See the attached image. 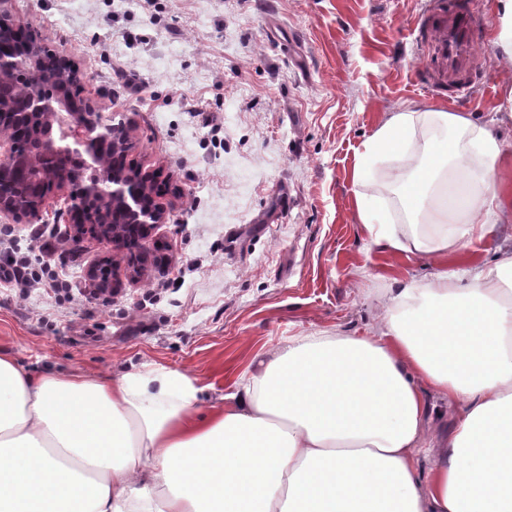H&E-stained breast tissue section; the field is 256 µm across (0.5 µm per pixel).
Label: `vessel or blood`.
<instances>
[{"instance_id": "obj_1", "label": "vessel or blood", "mask_w": 512, "mask_h": 512, "mask_svg": "<svg viewBox=\"0 0 512 512\" xmlns=\"http://www.w3.org/2000/svg\"><path fill=\"white\" fill-rule=\"evenodd\" d=\"M423 62L420 83L449 101L472 99L487 67L476 49V17L470 0H429L415 26Z\"/></svg>"}]
</instances>
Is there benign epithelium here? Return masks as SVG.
<instances>
[{
    "label": "benign epithelium",
    "instance_id": "benign-epithelium-1",
    "mask_svg": "<svg viewBox=\"0 0 512 512\" xmlns=\"http://www.w3.org/2000/svg\"><path fill=\"white\" fill-rule=\"evenodd\" d=\"M9 2L0 0V43L13 39L21 31L26 34V41L15 54H0V86L14 75L25 73L39 83L52 85L53 90L48 94L31 93L27 98V105L40 121L35 134L38 145L35 153L20 154L11 138L0 137V214L19 223L39 220L47 197L20 199L12 196L4 189L7 179L13 172L48 173L59 157L69 156L78 166L51 177L49 190L60 191L82 183L80 194L69 195L70 215L78 220L72 225V242L77 245L88 234L108 241L115 249L126 245L125 235L109 224L107 210L91 208L93 202L119 208L130 234L138 239L148 237L164 220L162 207L151 195L148 176L129 164L114 162L109 167L98 151L101 144L112 145L122 157H127L133 148L127 123L116 113L100 112L88 97L83 98L80 111L71 110L74 93L81 90L77 72L63 70L52 76L41 72L40 59L48 47L29 24L12 13ZM17 117L12 99L0 95V128ZM86 279L96 295L116 288L112 281L100 278L95 266L88 268Z\"/></svg>",
    "mask_w": 512,
    "mask_h": 512
}]
</instances>
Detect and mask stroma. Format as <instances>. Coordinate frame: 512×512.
<instances>
[{
  "mask_svg": "<svg viewBox=\"0 0 512 512\" xmlns=\"http://www.w3.org/2000/svg\"><path fill=\"white\" fill-rule=\"evenodd\" d=\"M426 0H12L13 12L72 60L85 96L122 113L131 160L154 172L165 221L137 249L87 237L73 244L68 192L36 225L0 215L18 254L60 270L86 295L63 311L0 281V353L35 373L103 377L151 365L191 375L204 403L288 337L363 335L364 296L392 278L423 279L420 256L393 264L355 222L367 191L388 187L422 156L423 138L354 183V155L384 113L426 110L439 97L416 80L414 26ZM484 90L466 104L487 119L512 89V62L482 36ZM49 229L44 242L33 227ZM165 263L127 279L134 251ZM112 259L125 280L91 297L87 268Z\"/></svg>",
  "mask_w": 512,
  "mask_h": 512,
  "instance_id": "35a3bbf8",
  "label": "stroma"
}]
</instances>
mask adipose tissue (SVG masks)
<instances>
[{
	"mask_svg": "<svg viewBox=\"0 0 512 512\" xmlns=\"http://www.w3.org/2000/svg\"><path fill=\"white\" fill-rule=\"evenodd\" d=\"M512 90L479 121L442 105L386 113L356 150L364 184L429 131L401 229L374 197L355 217L430 278L373 294L366 335L288 337L209 410L189 374H31L0 355V512H512V248L449 264L508 216L497 190ZM465 405L432 435L430 395Z\"/></svg>",
	"mask_w": 512,
	"mask_h": 512,
	"instance_id": "obj_1",
	"label": "adipose tissue"
}]
</instances>
